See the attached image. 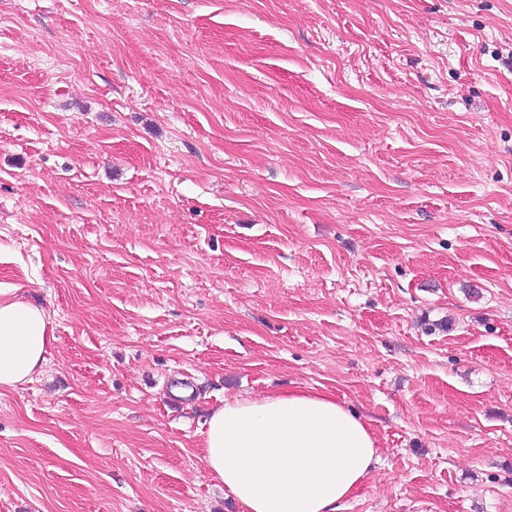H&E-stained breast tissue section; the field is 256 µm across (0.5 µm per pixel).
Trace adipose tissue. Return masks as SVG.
Wrapping results in <instances>:
<instances>
[{"mask_svg": "<svg viewBox=\"0 0 512 512\" xmlns=\"http://www.w3.org/2000/svg\"><path fill=\"white\" fill-rule=\"evenodd\" d=\"M48 316L0 288V389L45 361ZM202 461L241 512H340L376 460L367 425L325 393L228 398L209 412Z\"/></svg>", "mask_w": 512, "mask_h": 512, "instance_id": "obj_1", "label": "adipose tissue"}]
</instances>
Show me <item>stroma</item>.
<instances>
[{"mask_svg":"<svg viewBox=\"0 0 512 512\" xmlns=\"http://www.w3.org/2000/svg\"><path fill=\"white\" fill-rule=\"evenodd\" d=\"M0 287V512H240L209 411L292 390L342 512H512V0H0ZM48 315L0 288V389L30 382L45 362Z\"/></svg>","mask_w":512,"mask_h":512,"instance_id":"stroma-1","label":"stroma"}]
</instances>
